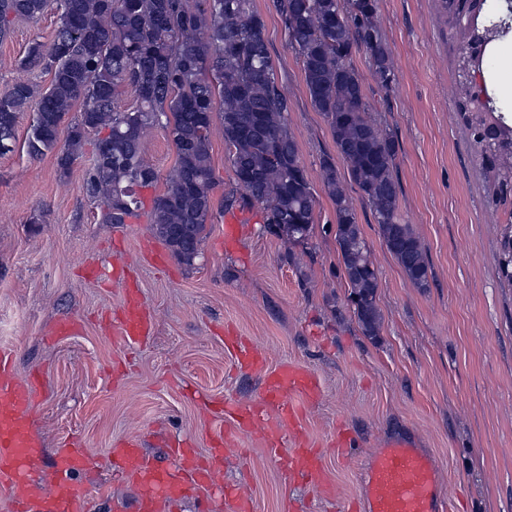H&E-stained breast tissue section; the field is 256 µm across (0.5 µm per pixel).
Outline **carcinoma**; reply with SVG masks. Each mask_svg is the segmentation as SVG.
Segmentation results:
<instances>
[{
    "label": "carcinoma",
    "mask_w": 512,
    "mask_h": 512,
    "mask_svg": "<svg viewBox=\"0 0 512 512\" xmlns=\"http://www.w3.org/2000/svg\"><path fill=\"white\" fill-rule=\"evenodd\" d=\"M55 5L57 27L48 44L28 46L21 67L51 75L41 90L25 79L0 95V156L14 151L18 115L33 112L25 141L38 158L58 151L69 168L91 132H104L84 188L102 201L104 222L123 224L142 206L137 190L158 181L144 158V137L161 129L176 149L165 191L154 198L153 232L184 263L199 255L213 215L215 174L209 134L220 117L239 196L232 206L258 205L263 223L293 244L308 241L315 223L314 189L288 128V97L277 84L263 18L253 0H0V39L14 21L37 19ZM298 55L312 106L327 120L350 181L358 187L387 249L410 281L427 283L428 262L411 225L399 216L400 184L394 137L368 120L367 93L351 63L366 55L375 83L396 80L378 10L379 0H275ZM137 105L118 110L121 87ZM77 118L65 123L71 111ZM477 145L502 135L508 144L490 162L495 179L512 173V126L489 112L468 118ZM334 200L336 244L358 323L367 334L381 322L377 273L356 209L333 158L321 163Z\"/></svg>",
    "instance_id": "cac0c4a2"
}]
</instances>
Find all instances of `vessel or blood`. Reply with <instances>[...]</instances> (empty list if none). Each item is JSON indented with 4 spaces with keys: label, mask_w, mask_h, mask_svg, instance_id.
<instances>
[{
    "label": "vessel or blood",
    "mask_w": 512,
    "mask_h": 512,
    "mask_svg": "<svg viewBox=\"0 0 512 512\" xmlns=\"http://www.w3.org/2000/svg\"><path fill=\"white\" fill-rule=\"evenodd\" d=\"M153 330V316L138 290L131 285L124 287L119 313L112 322L114 335L135 344L146 340ZM289 390L313 398L319 383L312 371L298 366L268 374L264 402L279 404L283 417L292 419L297 411L283 400ZM43 398L39 381L19 377L9 352L0 349V490L8 494L14 512H81L86 493L75 478L96 460L76 443L59 449L54 462L57 481L51 489L42 488L39 472L43 454L33 431L32 415ZM230 437V432L215 431L203 453L185 444L171 448L172 459L167 464L147 460L134 439L119 443L109 455L113 466L138 487L136 512H172L188 491L199 493L211 484ZM273 454L284 459L289 471L320 482L323 465L317 449L300 447L285 452L277 448ZM436 472L432 456L412 441L389 439L368 462L364 487L368 512H445Z\"/></svg>",
    "instance_id": "1"
}]
</instances>
